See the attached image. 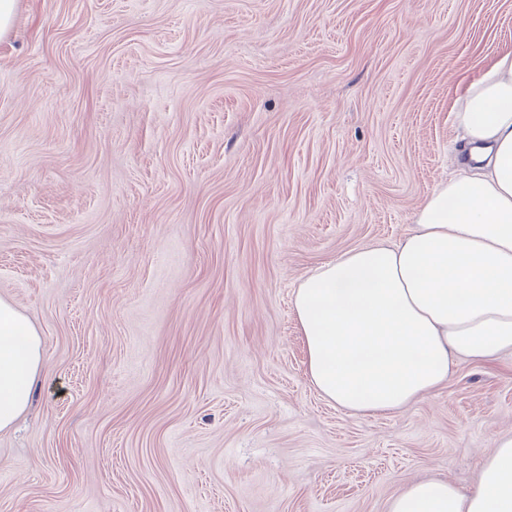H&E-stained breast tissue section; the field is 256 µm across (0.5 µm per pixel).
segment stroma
Instances as JSON below:
<instances>
[{
    "label": "stroma",
    "mask_w": 512,
    "mask_h": 512,
    "mask_svg": "<svg viewBox=\"0 0 512 512\" xmlns=\"http://www.w3.org/2000/svg\"><path fill=\"white\" fill-rule=\"evenodd\" d=\"M512 0H18L0 38V297L36 325L0 512H388L471 489L512 355L353 415L306 374L302 276L401 239L460 171Z\"/></svg>",
    "instance_id": "stroma-1"
}]
</instances>
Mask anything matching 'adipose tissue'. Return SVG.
I'll use <instances>...</instances> for the list:
<instances>
[{"label": "adipose tissue", "instance_id": "adipose-tissue-1", "mask_svg": "<svg viewBox=\"0 0 512 512\" xmlns=\"http://www.w3.org/2000/svg\"><path fill=\"white\" fill-rule=\"evenodd\" d=\"M455 125L466 168L437 184L410 231L345 251L295 290L308 379L350 413L404 410L456 360L512 354V52L466 85ZM41 362L36 328L0 298V432L30 406ZM388 512H512V435L495 439L474 490L421 480Z\"/></svg>", "mask_w": 512, "mask_h": 512}]
</instances>
